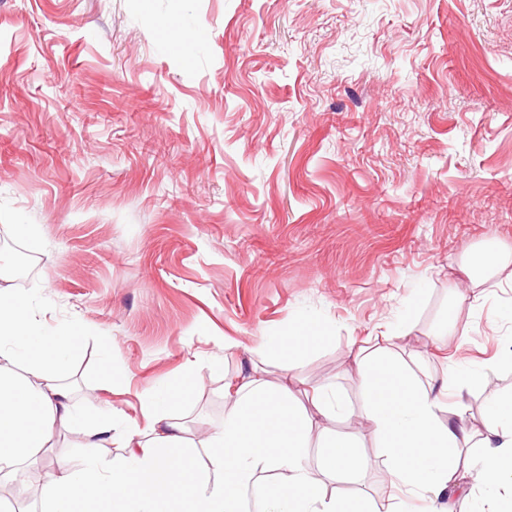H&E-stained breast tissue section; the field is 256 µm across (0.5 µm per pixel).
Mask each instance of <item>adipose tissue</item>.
Listing matches in <instances>:
<instances>
[{
    "instance_id": "ef3b65f1",
    "label": "adipose tissue",
    "mask_w": 512,
    "mask_h": 512,
    "mask_svg": "<svg viewBox=\"0 0 512 512\" xmlns=\"http://www.w3.org/2000/svg\"><path fill=\"white\" fill-rule=\"evenodd\" d=\"M74 332L71 325L44 331L25 300L0 294V478L34 464L62 430H77L86 449L79 461L64 460L55 476L36 478L46 512H247L251 503L259 512H375L366 498L339 496L324 484L356 470L355 447L365 430L383 449L399 491L436 499L465 479L512 490V392L485 396L493 425L477 439L448 415L445 401V387H472L495 371V363L444 377L438 391L384 349L394 336L388 330L380 346L357 361L361 411L325 385L312 392L314 417L289 389L269 390L260 373L226 382L223 420L198 430L208 455L204 469L188 451L185 423L173 413L194 376L147 394L145 422L79 419L64 382ZM324 334L320 322L305 319L289 333L268 337L259 351L292 378ZM337 421L346 429L332 430ZM315 444L324 450L320 479L305 456ZM473 446L479 454H470ZM112 447L115 457L101 456Z\"/></svg>"
}]
</instances>
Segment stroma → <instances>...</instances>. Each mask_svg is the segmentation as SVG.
Masks as SVG:
<instances>
[{"instance_id": "obj_1", "label": "stroma", "mask_w": 512, "mask_h": 512, "mask_svg": "<svg viewBox=\"0 0 512 512\" xmlns=\"http://www.w3.org/2000/svg\"><path fill=\"white\" fill-rule=\"evenodd\" d=\"M201 28L188 74L165 53ZM1 224L35 274L0 291L84 331L79 411L142 419L191 367L176 414L196 431L225 379L282 382L256 348L310 316L329 339L304 385L355 407L354 356L389 327L425 381L500 360L462 393L485 431L484 393L512 389V0H0ZM359 456L345 491L387 506L371 435Z\"/></svg>"}]
</instances>
